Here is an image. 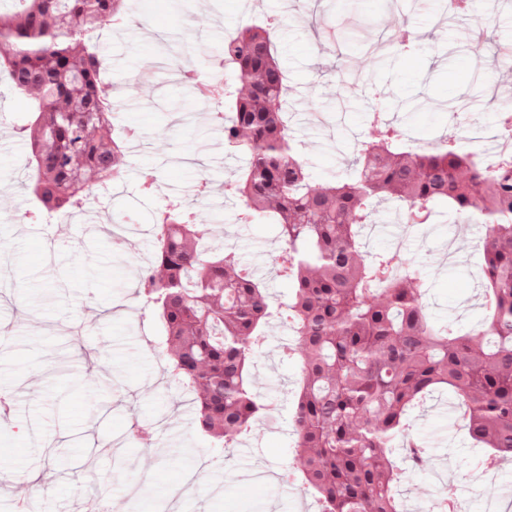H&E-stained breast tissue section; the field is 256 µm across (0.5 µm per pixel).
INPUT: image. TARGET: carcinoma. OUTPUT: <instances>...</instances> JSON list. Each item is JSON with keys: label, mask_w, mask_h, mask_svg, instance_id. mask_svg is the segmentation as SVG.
Returning a JSON list of instances; mask_svg holds the SVG:
<instances>
[{"label": "carcinoma", "mask_w": 512, "mask_h": 512, "mask_svg": "<svg viewBox=\"0 0 512 512\" xmlns=\"http://www.w3.org/2000/svg\"><path fill=\"white\" fill-rule=\"evenodd\" d=\"M123 0H15L0 12V68L30 97L25 126L33 172L31 218L79 210L96 189L123 179V141L113 136L111 88L90 36L122 15ZM235 73L224 144L248 162L228 189L245 221L274 224L275 263L288 278L286 307L214 229L172 201L155 219V250L139 292L165 333L167 367L196 392V430L221 447L266 411L250 367L271 319L287 313L288 355L299 358L297 471L320 512H399L403 468L394 447L422 395L447 386L469 436L488 460L512 454V155L481 166L443 138L430 152L371 115L349 173L313 181L284 119L286 75L267 27L224 41ZM399 205L405 223L448 207L480 224L486 313L467 332L434 325L421 301L424 275L360 246L376 203Z\"/></svg>", "instance_id": "cac0c4a2"}]
</instances>
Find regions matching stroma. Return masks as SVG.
Here are the masks:
<instances>
[{"instance_id": "obj_1", "label": "stroma", "mask_w": 512, "mask_h": 512, "mask_svg": "<svg viewBox=\"0 0 512 512\" xmlns=\"http://www.w3.org/2000/svg\"><path fill=\"white\" fill-rule=\"evenodd\" d=\"M376 26L355 29L352 47H321L319 30L346 25L354 0H313L283 9L280 0H195L190 12L174 0H124L120 24L97 42L112 84L113 124L126 137V174L110 197L65 219H23L31 171L21 134L26 100L0 72V267L13 288L0 292V391L15 393V418L0 423V449L14 479L0 492V512L39 498L42 512H316L301 487L285 489L281 471L293 459L299 366L284 345L287 323L272 320L254 358L251 386L269 405L267 418L229 447L195 429L194 394L166 371L161 327L137 292L153 255V217L171 199L193 202L198 222L215 225L221 242L263 281L273 301L288 286L272 268L279 246L273 225L248 224L226 181L245 166L244 152L225 148L211 112L202 110L177 57L161 51L179 40L194 46L200 71L219 65L224 40L252 17L280 19L276 59L288 75L286 112L296 148L316 183L346 173L352 139L381 113L403 127L410 146L428 149L456 134L462 152L480 159L499 151L498 114L512 109V0H480L477 11L452 18L440 0H364ZM419 39L412 53L386 46L402 25ZM345 64L344 87L325 72ZM459 113L468 114L456 122ZM382 233L363 237L365 250L388 252L419 267L430 288V318L469 329L483 315L480 282L484 229L439 208L430 224L402 232L398 208L376 207ZM101 233L77 236L89 220ZM154 431L155 443L127 442L132 420ZM409 437L425 448L427 468L407 469L398 485L403 512L433 505L440 481L455 485L462 512H512V462L490 473L471 448L458 411L413 409ZM201 488L173 499L186 474ZM44 480L33 495L29 478Z\"/></svg>"}]
</instances>
